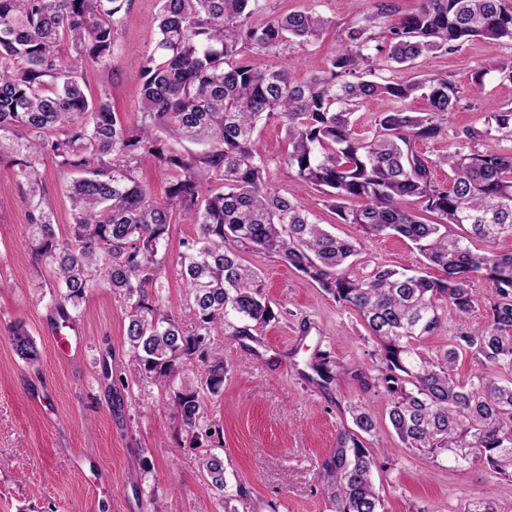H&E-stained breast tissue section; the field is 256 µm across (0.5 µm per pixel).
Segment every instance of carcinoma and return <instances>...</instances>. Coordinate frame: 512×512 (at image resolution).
I'll list each match as a JSON object with an SVG mask.
<instances>
[{"mask_svg":"<svg viewBox=\"0 0 512 512\" xmlns=\"http://www.w3.org/2000/svg\"><path fill=\"white\" fill-rule=\"evenodd\" d=\"M131 0H0V163L17 178L30 231L34 268L46 266L58 317L72 321L95 288L126 304L125 340L142 378L169 385L181 430L210 438L205 398L224 390V361L212 337L233 329L248 336L276 319L255 268L240 249L280 257L354 309L378 342L377 375L361 385L386 394V415L404 447L456 465H481L512 487V253L494 245L512 238V150L475 142L512 139V107L487 113L486 128L464 132L463 144L434 160L417 144L438 138L458 89L446 77L424 81L371 78L374 60L411 67L433 52L454 53L472 37L512 43L509 0H419L415 11L374 34L391 13L377 4L364 24L346 28L342 47L322 76L296 83L288 70L250 64L243 50L277 52L318 39L327 20L313 10L290 12L262 26L251 22L258 0H159L156 41L142 64L141 105L120 121L107 94L89 99L83 69L106 68L116 45V17ZM425 99V112H381L374 131L354 134L360 106L391 98ZM285 129L279 163L318 188L342 224L370 236H399L440 271L376 266L349 272L356 246L323 228L302 201L268 184L267 159L256 147L261 121ZM165 132L201 146L167 151ZM172 171L164 197L139 178L147 158ZM54 161L67 184L73 222L56 224L39 166ZM448 168V182L433 178ZM413 200L421 213L405 208ZM197 228L173 259L166 245L171 215ZM476 239L487 246L470 248ZM174 269L186 288L193 326L162 310L161 279ZM491 282L487 322L448 340L441 356L420 342L437 332L449 306L466 315L476 306L471 282ZM11 346L33 366L40 351L18 327ZM462 356L474 363L455 380ZM356 430L341 431L323 481L335 512H382L373 483L377 462L365 444L374 417L353 410ZM211 486L224 491V458L202 457Z\"/></svg>","mask_w":512,"mask_h":512,"instance_id":"obj_1","label":"carcinoma"}]
</instances>
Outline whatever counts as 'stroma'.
<instances>
[{
    "instance_id": "35a3bbf8",
    "label": "stroma",
    "mask_w": 512,
    "mask_h": 512,
    "mask_svg": "<svg viewBox=\"0 0 512 512\" xmlns=\"http://www.w3.org/2000/svg\"><path fill=\"white\" fill-rule=\"evenodd\" d=\"M316 9L329 21L306 48L256 53L260 66L288 69L294 80L322 73L346 26L362 23L375 0H259L255 25L295 11ZM158 0H131L116 24L117 46L109 69L86 67L87 97L108 93L122 122L140 107V67L154 46L152 19ZM512 46L475 38L454 53H433L414 67L377 58V76L407 80L445 76L461 96L438 140L421 144L438 158L456 149L467 129H484L493 107L512 104V83L488 73L485 90L472 94L473 77L490 68ZM258 148L269 156V185L310 204L321 223L354 243L353 274L375 266L425 267L406 240L370 237L355 224L337 223L321 193L277 161L288 139L277 121L261 125ZM260 271L265 296L278 320L251 336H218L211 352L224 362L221 395L207 399L208 423L220 433L193 447L179 436L171 388L142 380L139 361L124 337L126 306L97 288L83 305L75 328L61 335L77 342L59 352L51 328V291L41 287L28 247L25 207L10 167L0 164V512H333L321 476L336 448V437L352 428L351 409H368L378 424L367 446L377 461L375 484L383 512H470L473 503L512 512V494L482 467L453 468L447 458L428 459L401 447L386 415L387 397L363 387L356 372L374 375L377 346L351 308L326 295L316 283L274 255L246 253ZM490 282L475 278L477 299L466 315L445 310L439 330L422 347L438 354L448 339L486 320L483 301ZM23 327L35 339L41 361L30 366L14 353L8 336ZM112 358V378L100 363ZM326 360L327 378L312 365ZM224 458L227 487L214 490L203 475V453Z\"/></svg>"
}]
</instances>
